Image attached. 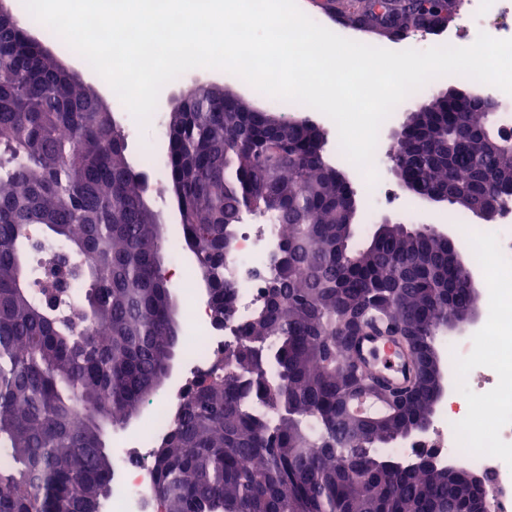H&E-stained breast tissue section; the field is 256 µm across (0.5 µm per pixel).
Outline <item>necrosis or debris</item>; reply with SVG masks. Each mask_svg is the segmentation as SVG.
<instances>
[{
  "mask_svg": "<svg viewBox=\"0 0 512 512\" xmlns=\"http://www.w3.org/2000/svg\"><path fill=\"white\" fill-rule=\"evenodd\" d=\"M459 10L468 22L466 31L452 27L435 39L430 31L419 30L408 34L409 44L415 48L454 46L464 37L476 40L482 32L512 38V0H460ZM280 237L277 224L238 226L227 255V269L236 283V316L224 327L214 324L197 283H179L186 314L189 378L210 370L213 361L235 340L237 322L248 319L263 301L264 274ZM489 242L495 246L499 266L486 271L491 288L488 320L479 332L484 356L473 361L467 343L449 341V369L460 378L454 401L441 411L430 434L388 449L387 454L402 464L429 455L451 466H469L495 490L492 512H512V277L500 274L502 268L512 265V203L506 205L502 222L494 230L469 236L473 250ZM182 400L177 392L166 403L154 406L150 433L127 437L119 450L123 464L112 473L110 512H158L153 445L171 425Z\"/></svg>",
  "mask_w": 512,
  "mask_h": 512,
  "instance_id": "1",
  "label": "necrosis or debris"
}]
</instances>
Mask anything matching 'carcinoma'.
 I'll list each match as a JSON object with an SVG mask.
<instances>
[{
    "mask_svg": "<svg viewBox=\"0 0 512 512\" xmlns=\"http://www.w3.org/2000/svg\"><path fill=\"white\" fill-rule=\"evenodd\" d=\"M448 15V0L411 21ZM429 138L398 144L415 155L421 191H447L464 216L484 184L512 198V155L488 160L481 117L448 120V102L423 96ZM166 178L183 242L209 273L212 310L235 316L225 274L247 208L282 225L277 283L236 343L183 397L153 453L163 512H477L460 473L380 449L427 423L443 359L435 339L478 292L455 272L434 233L387 224L361 249L339 205L343 185L309 126L275 125L207 84L169 113ZM84 251V293L49 304L43 266L29 260L26 226ZM167 248L144 174L96 92L77 83L14 17L0 20V512H98L116 466L97 422L126 423L162 386L175 333L172 286L158 275ZM414 350L400 410L376 423L352 415L350 394L372 376L346 337L374 322Z\"/></svg>",
    "mask_w": 512,
    "mask_h": 512,
    "instance_id": "obj_1",
    "label": "carcinoma"
}]
</instances>
